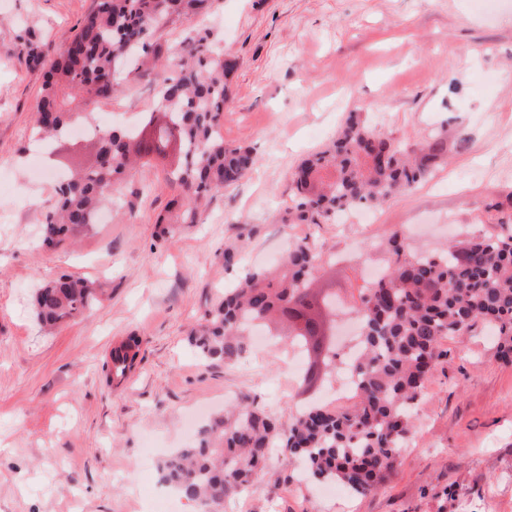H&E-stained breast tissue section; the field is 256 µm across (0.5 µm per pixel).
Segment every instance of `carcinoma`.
Listing matches in <instances>:
<instances>
[{
  "mask_svg": "<svg viewBox=\"0 0 512 512\" xmlns=\"http://www.w3.org/2000/svg\"><path fill=\"white\" fill-rule=\"evenodd\" d=\"M215 0H96L66 46L50 60L34 130L49 140L82 121L90 106L121 93L130 73L160 78L152 111L135 129L114 127L90 138L88 165L63 163L66 177L40 224L43 244L54 248L94 223L97 212L135 168L169 161L167 214L156 224H201L213 198L257 165L248 146H227L220 132L236 61L215 47L210 32L192 30L169 61L153 42L157 26L173 16L211 10ZM447 156L436 136L423 147H401L349 114L332 147L291 171L293 209L304 224H329L356 205L384 206L427 180ZM386 272L359 291L361 323L354 401L330 410L310 406L288 426L252 404L236 405L202 425L195 442L161 466V481L202 512H224V501L245 491L265 464L270 444L288 465L318 480L337 481L357 495L379 489L396 469L426 381L442 343L478 324L496 331L498 350L512 360V230L476 236L438 253L408 248L397 232L386 235ZM320 254L307 242L291 245L273 268H256L208 307L191 330L200 359L233 362L251 347V331L265 327L304 354L303 381L318 357L313 337L326 334L336 292L314 287ZM102 293L87 279L61 274L37 289L34 309L47 327L92 310ZM139 340L114 350L112 366L125 374Z\"/></svg>",
  "mask_w": 512,
  "mask_h": 512,
  "instance_id": "cac0c4a2",
  "label": "carcinoma"
}]
</instances>
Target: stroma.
<instances>
[{
  "label": "stroma",
  "mask_w": 512,
  "mask_h": 512,
  "mask_svg": "<svg viewBox=\"0 0 512 512\" xmlns=\"http://www.w3.org/2000/svg\"><path fill=\"white\" fill-rule=\"evenodd\" d=\"M94 0H0V512H198L160 481L184 447V413L224 408V393L290 422L326 404L288 370L283 342L231 363L201 360L188 331L252 266L275 265L289 243L323 255L320 288L357 296L380 268L379 243L399 232L433 250L512 226V6L474 0H217L203 24L238 68L222 133L250 147L256 168L212 202L204 223L159 237L169 193L161 169L129 178L104 219L49 249L38 227L54 182L30 176L43 69L22 45L62 47ZM127 81L95 106L100 128L131 125L155 101ZM404 145L448 139L433 179L378 209L376 223L299 224L288 213L290 171L326 148L347 113ZM242 259L224 264L226 246ZM67 273L97 282L103 302L44 330L34 288ZM141 338L136 366L106 383L113 346ZM427 381L395 472L375 493L287 479L281 450L224 512H512V362L483 327L447 340Z\"/></svg>",
  "instance_id": "35a3bbf8"
}]
</instances>
